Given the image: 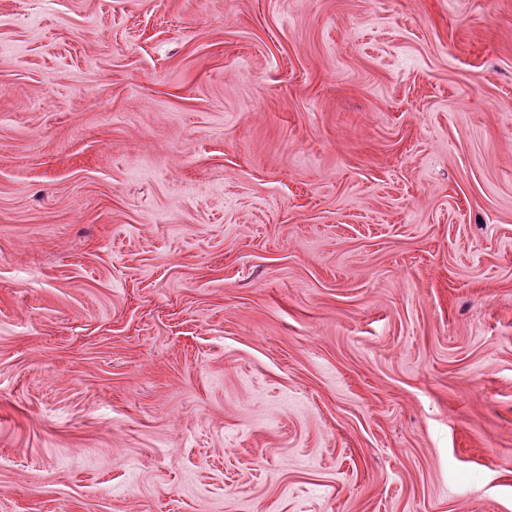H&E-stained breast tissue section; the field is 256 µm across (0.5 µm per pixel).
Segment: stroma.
<instances>
[{"label": "stroma", "instance_id": "35a3bbf8", "mask_svg": "<svg viewBox=\"0 0 512 512\" xmlns=\"http://www.w3.org/2000/svg\"><path fill=\"white\" fill-rule=\"evenodd\" d=\"M0 512H512V0H0Z\"/></svg>", "mask_w": 512, "mask_h": 512}]
</instances>
